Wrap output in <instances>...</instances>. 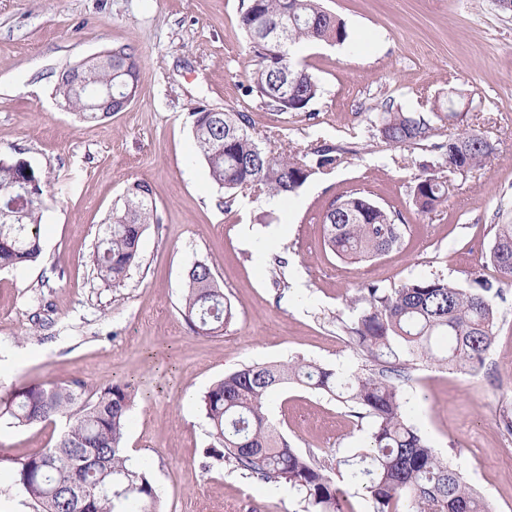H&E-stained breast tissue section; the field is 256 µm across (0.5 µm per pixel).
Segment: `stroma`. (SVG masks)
<instances>
[{"label":"stroma","mask_w":512,"mask_h":512,"mask_svg":"<svg viewBox=\"0 0 512 512\" xmlns=\"http://www.w3.org/2000/svg\"><path fill=\"white\" fill-rule=\"evenodd\" d=\"M344 22L342 44L306 43L295 59L319 81L305 112H277L247 94L255 60L238 25L243 0H0V152L49 180L39 261L0 270V395L24 382L131 383L137 395L124 446L149 464L161 512H302L285 486L263 484L205 454L199 398L224 373L302 358L355 371L367 355L348 341L350 300L363 283L390 289L443 276L469 287L498 278L496 227L512 223V12L495 0H323ZM127 47L137 93L124 111L86 122L58 106L69 66ZM455 99L456 126L396 148L371 133L385 106L427 112ZM204 105L244 112L278 152L336 147L334 168L295 196L224 194L198 156L189 114ZM494 147L463 175L436 167L452 128ZM434 163L448 198L421 214L415 180ZM149 187L153 224L120 287L101 281L93 253L112 208L134 183ZM354 192L401 213L397 248L350 263L326 251L323 216ZM285 260L273 264L274 257ZM206 262L236 309L220 336L180 313L187 269ZM494 344L473 373L420 362L404 397L432 448L491 512H512V284H502ZM269 415L291 446L330 467L363 448L370 423L335 397L289 383ZM61 424H0V512H33L13 460L54 443Z\"/></svg>","instance_id":"1"}]
</instances>
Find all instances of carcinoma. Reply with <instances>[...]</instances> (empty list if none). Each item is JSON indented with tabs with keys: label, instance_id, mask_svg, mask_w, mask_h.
<instances>
[{
	"label": "carcinoma",
	"instance_id": "1",
	"mask_svg": "<svg viewBox=\"0 0 512 512\" xmlns=\"http://www.w3.org/2000/svg\"><path fill=\"white\" fill-rule=\"evenodd\" d=\"M288 20L290 53L271 57L258 46L262 26ZM238 23L249 41L255 68L247 93L256 94L278 112H305L320 95L316 78L295 61L292 50L304 42L343 43L345 24L321 0H247ZM127 47L112 50V69L92 72L97 84L117 81L111 72L137 73ZM58 103L84 121L101 119L85 95L67 82L55 87ZM453 97L445 112L414 113L388 107L372 120L384 142L408 147L429 137L433 122L457 118ZM197 152L211 181L227 192L257 189L273 196L296 193L316 171L337 162L336 147L309 152H272L251 133L244 112L190 113ZM440 166L463 174L481 165L494 150L473 130L448 135ZM48 180L20 158L0 154V270L17 269L41 255L42 197ZM150 190L136 185L112 210L93 256L97 277L119 287L139 256L145 226L154 222ZM448 196V185L435 175L416 179L413 204L433 211ZM324 242L344 261L360 262L399 245L406 224L367 196L354 193L333 201L323 216ZM491 260L505 282L512 281V224L496 225ZM462 288L433 277L385 289L363 284L351 301L359 308L347 326L349 342L365 352L375 367L341 371L314 362L254 363L224 375L204 392L201 402L211 438L208 454L265 483H286L304 504V512H342L341 485L363 489L372 512H489L486 501L464 476L448 465L410 419L403 401L408 365L425 359L476 372L493 340L497 312L493 296L499 282L482 276ZM180 312L196 332L218 335L234 319L211 267L195 262L185 277ZM288 383L336 396L372 426L367 450L336 460L342 484L325 466L312 463L291 447L270 421L269 404ZM135 394L115 383L88 391L72 384L24 383L0 397V421L31 426L60 421L64 430L40 452L14 461L19 492L34 512H160L159 494L144 464L132 461L122 443ZM85 496L75 502L71 491Z\"/></svg>",
	"mask_w": 512,
	"mask_h": 512
}]
</instances>
